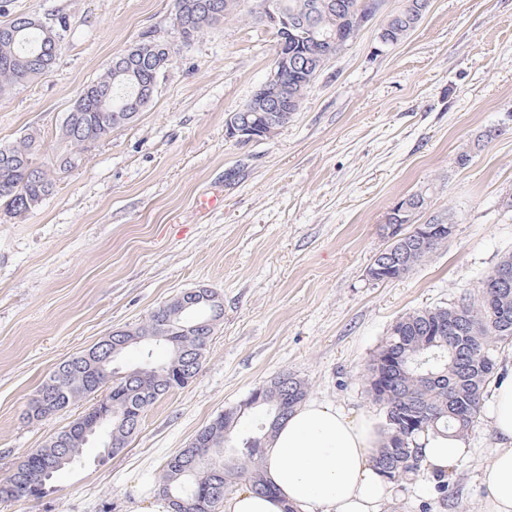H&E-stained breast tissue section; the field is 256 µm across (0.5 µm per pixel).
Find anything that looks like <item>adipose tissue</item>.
Returning a JSON list of instances; mask_svg holds the SVG:
<instances>
[{
  "label": "adipose tissue",
  "instance_id": "ef3b65f1",
  "mask_svg": "<svg viewBox=\"0 0 512 512\" xmlns=\"http://www.w3.org/2000/svg\"><path fill=\"white\" fill-rule=\"evenodd\" d=\"M498 442L481 471L482 512H512V374L497 378L488 409ZM380 436L373 418H356L336 405L304 401L275 432L264 456V477L273 491L244 490L225 500L224 512H383L397 485L372 459ZM422 470L447 472L469 455L462 439L427 435Z\"/></svg>",
  "mask_w": 512,
  "mask_h": 512
}]
</instances>
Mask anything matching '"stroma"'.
Instances as JSON below:
<instances>
[{
	"label": "stroma",
	"instance_id": "obj_1",
	"mask_svg": "<svg viewBox=\"0 0 512 512\" xmlns=\"http://www.w3.org/2000/svg\"><path fill=\"white\" fill-rule=\"evenodd\" d=\"M402 6L382 0L277 135L235 143L227 115L267 79L277 50L248 14L186 44L173 0H0V24L19 14L70 24L54 71L0 97V144L34 135L40 163L54 162L65 113L115 55L147 35L172 54L148 107L77 168L54 172L39 207L18 218L0 207V476L88 408L27 418L63 360L182 291L206 286L224 302L196 377L148 408L122 453L100 465L89 446L45 497L0 512H132L169 456L285 371L309 398L383 420L364 374L391 326L476 296L512 254V0H431L382 47ZM416 193L429 203L418 223L450 212L454 235L409 275L369 281L388 212ZM204 194L219 208L200 211ZM466 441L473 453L446 474V494L421 474L384 512H481L497 439L484 420ZM428 1L430 2V0H404L402 9L386 19L380 29V36L385 41L386 46L397 44L416 27L424 14L428 11L430 5H423L421 10L427 6L423 12L419 13L418 9H420V5L423 2ZM415 10L418 11V13L415 12Z\"/></svg>",
	"mask_w": 512,
	"mask_h": 512
}]
</instances>
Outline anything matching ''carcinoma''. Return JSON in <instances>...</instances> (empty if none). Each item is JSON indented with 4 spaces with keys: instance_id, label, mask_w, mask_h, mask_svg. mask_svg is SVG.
<instances>
[{
    "instance_id": "cac0c4a2",
    "label": "carcinoma",
    "mask_w": 512,
    "mask_h": 512,
    "mask_svg": "<svg viewBox=\"0 0 512 512\" xmlns=\"http://www.w3.org/2000/svg\"><path fill=\"white\" fill-rule=\"evenodd\" d=\"M174 11L182 15L178 34L185 44L198 35L200 0H174ZM292 18L288 48L297 54L325 53L333 56L350 41L359 22L376 13V0H280ZM425 0H404L400 11L390 15L380 36L386 45L401 41L420 22ZM0 24V96L14 87L28 84L50 73L58 56L40 54L45 34L23 27V16ZM49 26L61 46L69 32L66 17L49 19ZM167 44L147 37L112 59L105 74L86 86L65 113L60 127L64 144L56 163L68 171L82 160L86 138L106 140L114 127L107 122L101 97L134 100L142 84L156 85L168 69ZM316 77L315 69L290 71L283 87L288 103L275 113L278 127L286 126L301 105L304 93ZM36 138L32 135L14 145H0V204L20 216L42 203L54 189L55 181L45 165L35 161ZM441 243L438 241L399 248L393 276L402 278L421 264ZM168 314L157 308L148 319L133 327L142 341L131 347L146 348L148 338L163 334L169 346L168 358L147 361L131 369L138 379L112 372V379L88 367L78 356L59 365L42 383L29 403L27 415L42 420L80 400L97 394L105 386V398L120 401L128 408L126 423L112 420V455L127 447L139 431L146 410L158 399L180 388L173 378L177 366L192 365L204 355L207 342L168 330ZM512 341V287L481 288L479 296L461 305L416 310L402 316L390 329L384 343L366 369L367 393L384 412L382 443L373 457L374 466L396 480L416 476L421 471L417 436L446 433L468 435L479 423L484 393L492 382L498 345ZM261 402L253 409L262 412L256 421L228 408L201 429L195 441L170 456L158 481L159 490L173 506V512H219L227 494L243 485L257 493L270 494L263 476L265 449L278 426L302 403L306 382L282 372L260 386ZM99 413L94 404L58 432L43 447L15 463L0 478V503L20 497H37L40 482L48 471L64 468L56 449L67 447V463L82 458L88 439L84 432L93 427Z\"/></svg>"
}]
</instances>
